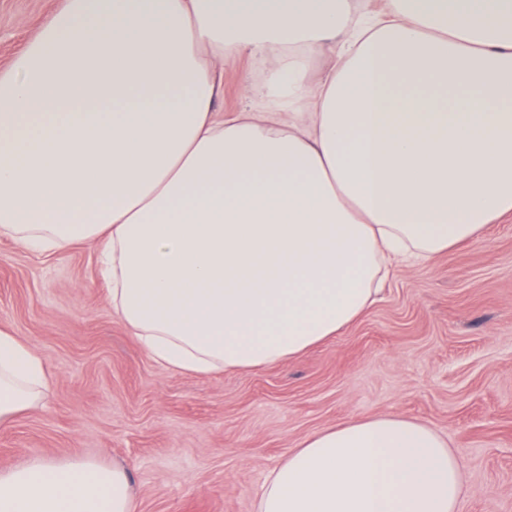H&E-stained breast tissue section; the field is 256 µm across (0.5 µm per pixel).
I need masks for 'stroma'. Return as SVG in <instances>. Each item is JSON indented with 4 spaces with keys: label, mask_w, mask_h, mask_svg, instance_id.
<instances>
[{
    "label": "stroma",
    "mask_w": 512,
    "mask_h": 512,
    "mask_svg": "<svg viewBox=\"0 0 512 512\" xmlns=\"http://www.w3.org/2000/svg\"><path fill=\"white\" fill-rule=\"evenodd\" d=\"M56 0H0V66ZM269 60L224 68L225 110L261 107ZM0 325L53 375L0 430V471L29 458L126 467L137 512H253L305 436L375 415L447 433L460 512H512V216L431 262L398 267L358 321L282 365L206 376L151 360L112 314L93 248L0 239Z\"/></svg>",
    "instance_id": "stroma-1"
}]
</instances>
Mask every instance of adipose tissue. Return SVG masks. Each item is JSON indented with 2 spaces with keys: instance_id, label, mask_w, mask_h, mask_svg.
Segmentation results:
<instances>
[{
  "instance_id": "obj_1",
  "label": "adipose tissue",
  "mask_w": 512,
  "mask_h": 512,
  "mask_svg": "<svg viewBox=\"0 0 512 512\" xmlns=\"http://www.w3.org/2000/svg\"><path fill=\"white\" fill-rule=\"evenodd\" d=\"M59 0L0 68V237L92 245L112 312L167 368L285 363L512 215V0ZM334 61L314 77L315 58ZM271 61L263 111L224 113V62ZM49 386L0 326V427ZM433 427L365 417L305 437L254 512H459ZM0 512H136L91 459L0 472Z\"/></svg>"
}]
</instances>
